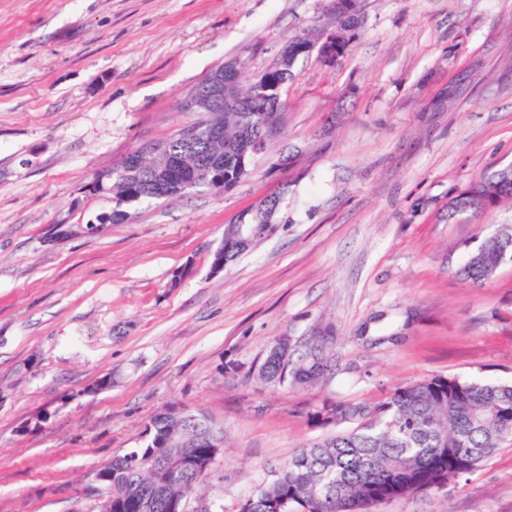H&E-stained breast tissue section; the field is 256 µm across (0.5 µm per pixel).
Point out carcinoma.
I'll use <instances>...</instances> for the list:
<instances>
[{"mask_svg": "<svg viewBox=\"0 0 512 512\" xmlns=\"http://www.w3.org/2000/svg\"><path fill=\"white\" fill-rule=\"evenodd\" d=\"M362 22L353 8L341 10L336 28L338 56H343L358 35ZM270 88L265 107L271 112L286 109L281 91L292 74L276 66L263 72ZM257 105L244 97L236 108L215 106L212 121L224 130V151L213 150L203 132L186 140L182 133L164 140L169 154L188 175L208 183L212 191L229 189L250 174L254 156L245 146L271 129L255 111ZM135 158L130 152L114 168L112 179L92 190L99 195L134 191L135 201L156 199L153 168L141 167L137 180L124 186V170ZM512 199V167L504 166L473 181L448 201V218L486 210ZM125 211L115 206L96 213L86 226L123 220ZM224 253L235 260V228L224 226ZM512 262V226L469 253L459 273L481 284L507 262ZM330 369L329 349L303 350L288 357V365L267 356L258 369L261 381L272 385L291 382L312 386ZM322 419L352 428L299 449L240 512H276L284 503L295 512H369L377 497L393 500L420 492L424 486L453 484L473 474L506 442H512V384L480 383L435 375L394 388L383 401L332 402L319 412ZM222 440L203 415L167 411L146 426L142 442L117 454L104 469L112 474V512H176L186 495L198 490L204 471L184 467L168 484L157 482L161 470L188 452L203 462Z\"/></svg>", "mask_w": 512, "mask_h": 512, "instance_id": "carcinoma-1", "label": "carcinoma"}]
</instances>
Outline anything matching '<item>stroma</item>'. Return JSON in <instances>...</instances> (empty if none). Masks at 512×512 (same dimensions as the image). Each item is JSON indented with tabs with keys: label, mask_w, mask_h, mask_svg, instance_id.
<instances>
[{
	"label": "stroma",
	"mask_w": 512,
	"mask_h": 512,
	"mask_svg": "<svg viewBox=\"0 0 512 512\" xmlns=\"http://www.w3.org/2000/svg\"><path fill=\"white\" fill-rule=\"evenodd\" d=\"M364 15L335 64L298 60L283 130L243 182L59 237L107 209L98 172L192 120L182 105L211 72L237 57L251 79L334 19L327 0H0V512H96L97 470L170 410L223 428L199 496L238 512L335 434L324 402L434 375L512 383V262L480 285L458 274L512 201L448 215L512 163V0H365ZM278 193L275 233L212 274L225 225ZM323 327L327 381L258 380L274 339ZM376 512H512V445Z\"/></svg>",
	"instance_id": "obj_1"
}]
</instances>
